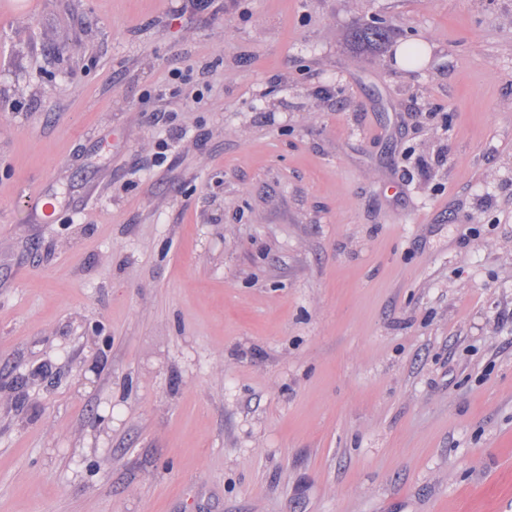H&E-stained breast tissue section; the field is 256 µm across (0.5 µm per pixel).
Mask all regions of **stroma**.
I'll return each mask as SVG.
<instances>
[{
    "instance_id": "stroma-1",
    "label": "stroma",
    "mask_w": 512,
    "mask_h": 512,
    "mask_svg": "<svg viewBox=\"0 0 512 512\" xmlns=\"http://www.w3.org/2000/svg\"><path fill=\"white\" fill-rule=\"evenodd\" d=\"M0 512H512V0L6 6Z\"/></svg>"
}]
</instances>
